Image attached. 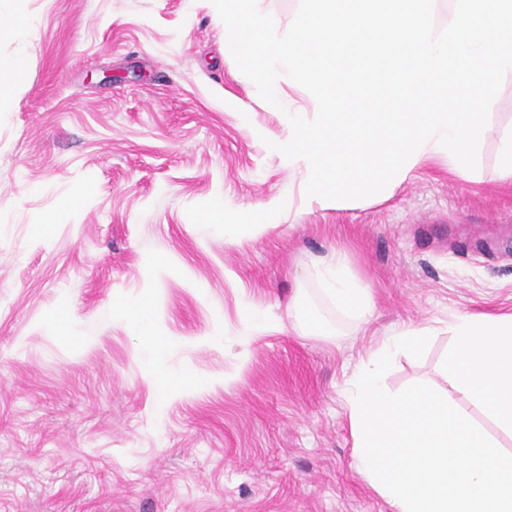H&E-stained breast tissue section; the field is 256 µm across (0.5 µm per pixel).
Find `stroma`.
<instances>
[{
    "label": "stroma",
    "instance_id": "stroma-1",
    "mask_svg": "<svg viewBox=\"0 0 512 512\" xmlns=\"http://www.w3.org/2000/svg\"><path fill=\"white\" fill-rule=\"evenodd\" d=\"M24 9L23 41L0 34L1 60L26 55L0 103V512H392L355 464L350 382L405 324L436 333L387 386L440 381L456 313H512V83L468 175L437 155L324 208L277 150L314 104L284 79L259 96L212 0ZM219 196L263 232L225 241ZM339 251L370 321L322 288ZM138 298L193 385L158 392L122 313ZM248 307L278 329L247 338Z\"/></svg>",
    "mask_w": 512,
    "mask_h": 512
}]
</instances>
